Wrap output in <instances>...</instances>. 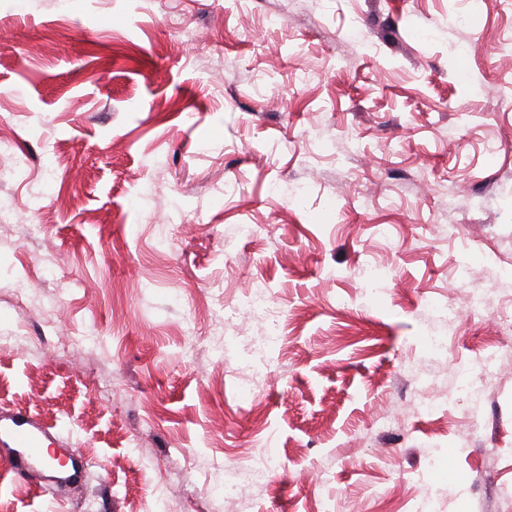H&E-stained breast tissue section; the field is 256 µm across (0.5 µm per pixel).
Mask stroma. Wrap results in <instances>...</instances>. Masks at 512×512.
<instances>
[{
    "mask_svg": "<svg viewBox=\"0 0 512 512\" xmlns=\"http://www.w3.org/2000/svg\"><path fill=\"white\" fill-rule=\"evenodd\" d=\"M0 193V512H512L502 0H0ZM45 435L46 428L25 414L0 415V444L16 452L13 465L17 474L40 489L48 487L40 462L45 457ZM272 458V451L265 448L250 465L236 470L228 477H224L222 488L224 498L234 496L242 484H255L264 481L270 469Z\"/></svg>",
    "mask_w": 512,
    "mask_h": 512,
    "instance_id": "stroma-1",
    "label": "stroma"
}]
</instances>
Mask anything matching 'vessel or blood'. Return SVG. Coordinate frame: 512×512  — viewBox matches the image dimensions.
Instances as JSON below:
<instances>
[{
    "label": "vessel or blood",
    "mask_w": 512,
    "mask_h": 512,
    "mask_svg": "<svg viewBox=\"0 0 512 512\" xmlns=\"http://www.w3.org/2000/svg\"><path fill=\"white\" fill-rule=\"evenodd\" d=\"M45 435V427L25 414L0 417V444L14 451L17 474L41 489L47 486L42 464Z\"/></svg>",
    "instance_id": "vessel-or-blood-1"
}]
</instances>
